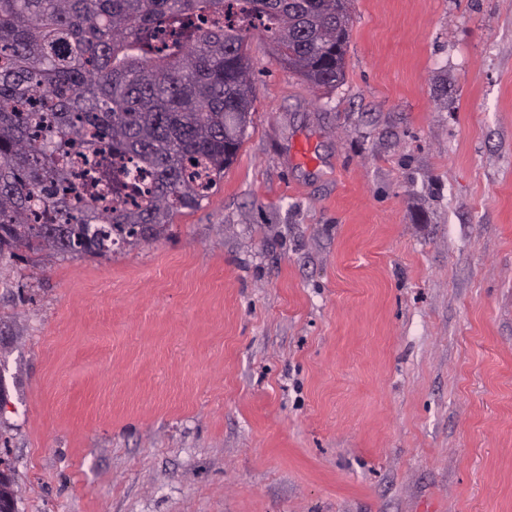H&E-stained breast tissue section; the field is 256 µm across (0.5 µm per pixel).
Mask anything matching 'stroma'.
<instances>
[{
	"mask_svg": "<svg viewBox=\"0 0 512 512\" xmlns=\"http://www.w3.org/2000/svg\"><path fill=\"white\" fill-rule=\"evenodd\" d=\"M351 14L165 236L0 258L19 512H512V0Z\"/></svg>",
	"mask_w": 512,
	"mask_h": 512,
	"instance_id": "35a3bbf8",
	"label": "stroma"
}]
</instances>
